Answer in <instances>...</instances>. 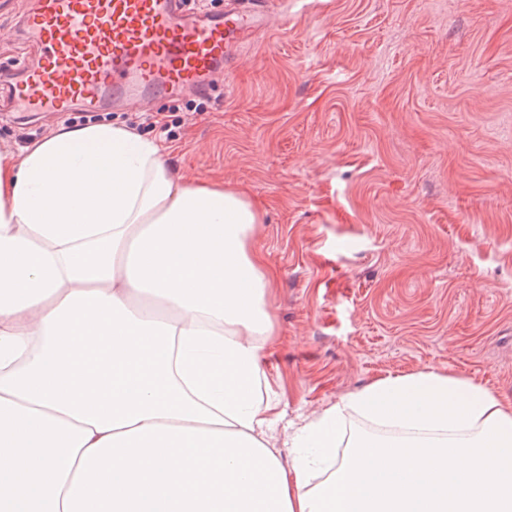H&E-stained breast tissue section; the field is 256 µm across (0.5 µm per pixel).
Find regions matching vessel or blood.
<instances>
[{
  "instance_id": "1",
  "label": "vessel or blood",
  "mask_w": 512,
  "mask_h": 512,
  "mask_svg": "<svg viewBox=\"0 0 512 512\" xmlns=\"http://www.w3.org/2000/svg\"><path fill=\"white\" fill-rule=\"evenodd\" d=\"M268 11V0L218 11L185 0H31L19 31L40 57L7 81L10 108L95 112L208 92Z\"/></svg>"
}]
</instances>
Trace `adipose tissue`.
<instances>
[{
	"label": "adipose tissue",
	"instance_id": "1",
	"mask_svg": "<svg viewBox=\"0 0 512 512\" xmlns=\"http://www.w3.org/2000/svg\"><path fill=\"white\" fill-rule=\"evenodd\" d=\"M107 123L0 154V512H512V402L389 375L293 426L247 194ZM396 428L344 458L343 417Z\"/></svg>",
	"mask_w": 512,
	"mask_h": 512
}]
</instances>
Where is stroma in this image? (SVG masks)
Listing matches in <instances>:
<instances>
[{
  "label": "stroma",
  "instance_id": "obj_1",
  "mask_svg": "<svg viewBox=\"0 0 512 512\" xmlns=\"http://www.w3.org/2000/svg\"><path fill=\"white\" fill-rule=\"evenodd\" d=\"M165 162L247 191L289 422L430 369L512 401V0H288ZM66 116L0 120V151Z\"/></svg>",
  "mask_w": 512,
  "mask_h": 512
}]
</instances>
